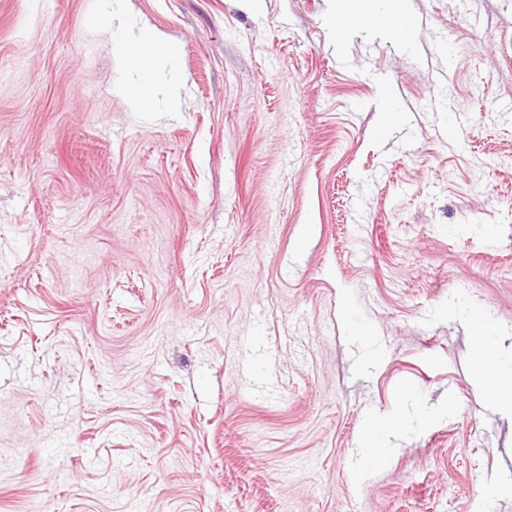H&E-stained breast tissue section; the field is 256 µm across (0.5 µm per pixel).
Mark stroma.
Masks as SVG:
<instances>
[{"mask_svg": "<svg viewBox=\"0 0 512 512\" xmlns=\"http://www.w3.org/2000/svg\"><path fill=\"white\" fill-rule=\"evenodd\" d=\"M390 5L0 0V512H512V0ZM362 3L355 4L352 2H343L341 5L344 9L347 10H343L341 12L346 13L351 17L369 18L377 23L383 24L389 23L393 19L398 18L393 13L379 12L376 10L368 9L367 1H362ZM113 41L120 62L125 66L136 67L141 73L142 80L134 95L136 107L141 111L150 110L155 98L153 62L156 55L162 53H166L171 62L170 48L164 44L157 31L143 27L137 35L118 28L113 33ZM476 357L489 381L490 391L497 403L510 405L512 409L511 361L506 360L495 344L478 340Z\"/></svg>", "mask_w": 512, "mask_h": 512, "instance_id": "stroma-1", "label": "stroma"}]
</instances>
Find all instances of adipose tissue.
<instances>
[{
  "mask_svg": "<svg viewBox=\"0 0 512 512\" xmlns=\"http://www.w3.org/2000/svg\"><path fill=\"white\" fill-rule=\"evenodd\" d=\"M114 46L123 65L133 66L142 76L134 101L139 110H150L154 98V68L156 55L167 52L161 35L148 28L130 33L120 28L113 34ZM476 357L485 372L491 394L497 403L512 406V361L506 360L500 349L493 344L477 342Z\"/></svg>",
  "mask_w": 512,
  "mask_h": 512,
  "instance_id": "obj_1",
  "label": "adipose tissue"
}]
</instances>
